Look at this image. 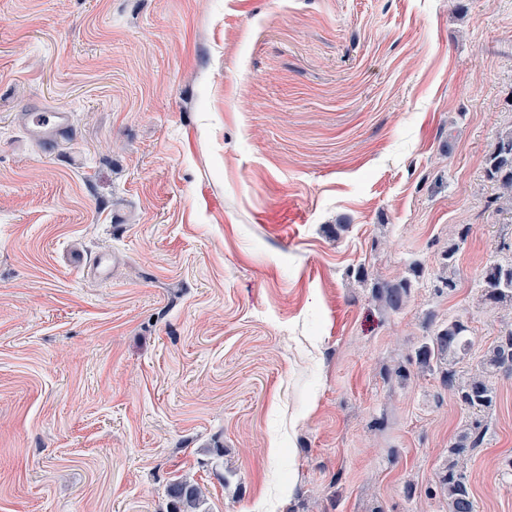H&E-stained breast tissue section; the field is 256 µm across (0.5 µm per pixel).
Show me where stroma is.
Returning <instances> with one entry per match:
<instances>
[{
	"mask_svg": "<svg viewBox=\"0 0 512 512\" xmlns=\"http://www.w3.org/2000/svg\"><path fill=\"white\" fill-rule=\"evenodd\" d=\"M510 127L512 0H0V512H167L182 478L205 512H448L472 414L415 351L464 320V375L512 327L479 288ZM416 263L398 311L355 278ZM493 385L460 465L512 512ZM32 123L33 125L29 126L24 122L30 138L47 144L66 137L72 127L71 114L60 111H52L37 116ZM485 177L498 189L496 200L502 210L512 212V127L497 137L485 161Z\"/></svg>",
	"mask_w": 512,
	"mask_h": 512,
	"instance_id": "stroma-1",
	"label": "stroma"
}]
</instances>
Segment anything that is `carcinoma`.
Segmentation results:
<instances>
[{"label": "carcinoma", "mask_w": 512, "mask_h": 512, "mask_svg": "<svg viewBox=\"0 0 512 512\" xmlns=\"http://www.w3.org/2000/svg\"><path fill=\"white\" fill-rule=\"evenodd\" d=\"M485 177L498 189L496 200L501 209L512 211V128L503 130L485 161ZM468 228L456 230L458 242L451 244L445 254L443 273L438 282L441 287L453 289L455 284V254L459 243L465 241ZM375 297L387 308L397 311L407 302L412 281L408 278L394 283L376 282ZM481 301L490 309L512 308V258L495 262L482 273ZM469 327L460 320H451L438 326L428 342L416 351V361L424 372L437 371L448 393L468 407L476 420L468 425L457 441L448 448L450 461L440 478V489L448 499V512H475V500L465 472L459 461L470 451L483 445L489 426L480 420L497 402L492 377L512 369V329L499 336L495 345L484 355L477 369L467 377L459 376L455 369L460 355L470 346ZM172 499V512H197L203 502L200 487L181 479L168 489Z\"/></svg>", "instance_id": "cac0c4a2"}]
</instances>
